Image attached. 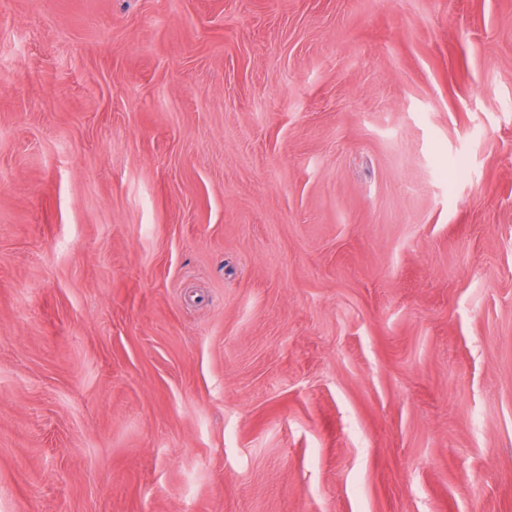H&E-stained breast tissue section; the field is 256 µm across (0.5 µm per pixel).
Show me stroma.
I'll list each match as a JSON object with an SVG mask.
<instances>
[{"label": "stroma", "instance_id": "stroma-1", "mask_svg": "<svg viewBox=\"0 0 512 512\" xmlns=\"http://www.w3.org/2000/svg\"><path fill=\"white\" fill-rule=\"evenodd\" d=\"M0 512H512V0H0Z\"/></svg>", "mask_w": 512, "mask_h": 512}]
</instances>
